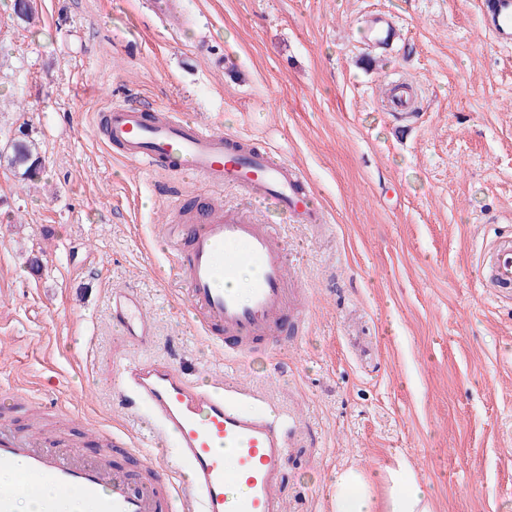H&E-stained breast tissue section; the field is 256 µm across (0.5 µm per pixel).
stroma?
<instances>
[{"label": "stroma", "instance_id": "1", "mask_svg": "<svg viewBox=\"0 0 512 512\" xmlns=\"http://www.w3.org/2000/svg\"><path fill=\"white\" fill-rule=\"evenodd\" d=\"M0 0V151L26 132L40 174L0 166V398L14 392L132 450L85 454L137 471L183 464L148 412L112 400L131 360L172 343L197 382L246 386L235 404L293 416L286 512H333L329 479L406 460L432 512H512V301L489 297L476 262L512 215V50L484 31L478 0H183L172 32L145 0ZM401 27L394 50L366 18ZM405 79L412 118L384 96ZM128 98L261 143L304 174L322 224L288 223L291 273L309 305L296 346L234 362L197 332L162 252L171 194L197 179L148 171L103 140ZM38 268H31V259ZM134 289L154 325L125 346L109 293Z\"/></svg>", "mask_w": 512, "mask_h": 512}]
</instances>
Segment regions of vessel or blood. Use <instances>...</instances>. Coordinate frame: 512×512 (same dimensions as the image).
I'll return each instance as SVG.
<instances>
[{
    "label": "vessel or blood",
    "instance_id": "vessel-or-blood-1",
    "mask_svg": "<svg viewBox=\"0 0 512 512\" xmlns=\"http://www.w3.org/2000/svg\"><path fill=\"white\" fill-rule=\"evenodd\" d=\"M151 8L172 29L188 19L183 0H151ZM482 21L498 45L512 46V0H483ZM368 30L378 47L393 45L398 36L396 25L383 19L372 21ZM388 102L407 111L415 106V93L396 81ZM145 112V106L128 99L108 113L105 137L127 160L150 171L193 174L212 193L236 189L251 201L273 204L296 224L324 223L323 209L287 161L215 127L162 109L150 118ZM178 231L188 236V247L178 238L167 246L184 277L200 335L240 358L255 345L273 347L299 301L280 225L260 221L237 204L210 202L186 215ZM478 265L491 297L512 296V234L482 246ZM245 268L253 273L246 303L230 288ZM111 309L122 341L151 344V318L133 289L113 290ZM112 385L123 408L148 409L184 471L137 481L104 458H84L67 428L43 434L0 418V471L24 466L20 485L0 487V512H14L21 491L36 492L46 484L94 500L97 512H284L279 489L287 446L268 405L239 409L231 388L194 382L174 360L122 366Z\"/></svg>",
    "mask_w": 512,
    "mask_h": 512
}]
</instances>
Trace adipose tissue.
I'll return each mask as SVG.
<instances>
[{
	"label": "adipose tissue",
	"instance_id": "obj_1",
	"mask_svg": "<svg viewBox=\"0 0 512 512\" xmlns=\"http://www.w3.org/2000/svg\"><path fill=\"white\" fill-rule=\"evenodd\" d=\"M377 481L384 484L387 491L382 504L372 492V485ZM330 486L333 512H430L426 491L413 470L402 461L381 468L372 478L354 467L336 471ZM16 512H96V507L79 494L48 487L39 496L19 498Z\"/></svg>",
	"mask_w": 512,
	"mask_h": 512
}]
</instances>
